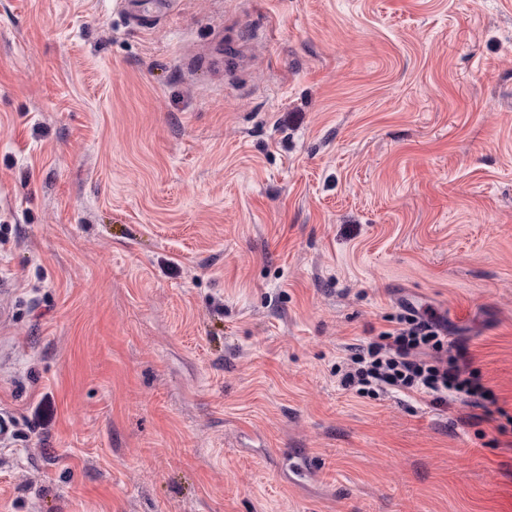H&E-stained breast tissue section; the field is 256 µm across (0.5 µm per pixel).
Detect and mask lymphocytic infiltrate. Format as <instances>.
I'll return each mask as SVG.
<instances>
[{
  "label": "lymphocytic infiltrate",
  "instance_id": "lymphocytic-infiltrate-1",
  "mask_svg": "<svg viewBox=\"0 0 512 512\" xmlns=\"http://www.w3.org/2000/svg\"><path fill=\"white\" fill-rule=\"evenodd\" d=\"M339 383L363 398L415 394L435 408L459 401L483 409L484 420L494 418L496 398L476 378L466 350L449 355L443 323L410 307L390 329L352 348Z\"/></svg>",
  "mask_w": 512,
  "mask_h": 512
}]
</instances>
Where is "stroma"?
<instances>
[{"label":"stroma","instance_id":"stroma-1","mask_svg":"<svg viewBox=\"0 0 512 512\" xmlns=\"http://www.w3.org/2000/svg\"><path fill=\"white\" fill-rule=\"evenodd\" d=\"M136 7L0 0V512H512L336 376L408 302L512 413V0Z\"/></svg>","mask_w":512,"mask_h":512}]
</instances>
